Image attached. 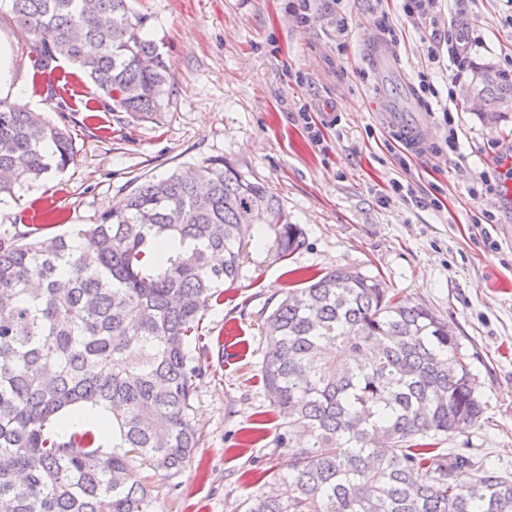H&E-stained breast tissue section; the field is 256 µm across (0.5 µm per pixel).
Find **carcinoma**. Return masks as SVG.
I'll list each match as a JSON object with an SVG mask.
<instances>
[{"label": "carcinoma", "mask_w": 512, "mask_h": 512, "mask_svg": "<svg viewBox=\"0 0 512 512\" xmlns=\"http://www.w3.org/2000/svg\"><path fill=\"white\" fill-rule=\"evenodd\" d=\"M36 71L66 62L111 112L152 123L173 100L170 66L130 0H9ZM478 112L512 103V82L480 73ZM66 122L0 99V196L77 158ZM284 262L305 232L224 158L134 181L77 232L0 237V512H148L133 464L176 478L201 444L191 421L201 360L190 357L213 288L238 282L254 225ZM82 246H74L76 240ZM194 247L154 259L167 241ZM261 362L273 490L246 512H512V475L434 448L487 412L470 356L429 309L380 279L337 269L304 278L264 321ZM112 415L52 429L72 406ZM124 452H118V449Z\"/></svg>", "instance_id": "carcinoma-1"}]
</instances>
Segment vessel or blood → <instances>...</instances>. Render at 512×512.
I'll use <instances>...</instances> for the list:
<instances>
[{"label":"vessel or blood","instance_id":"obj_1","mask_svg":"<svg viewBox=\"0 0 512 512\" xmlns=\"http://www.w3.org/2000/svg\"><path fill=\"white\" fill-rule=\"evenodd\" d=\"M361 44L363 60L371 70L377 87L395 82L406 90L403 101L380 99L378 112L381 121L410 154L429 156L431 127L413 92L408 89V75L393 42L379 32L367 31L361 36Z\"/></svg>","mask_w":512,"mask_h":512}]
</instances>
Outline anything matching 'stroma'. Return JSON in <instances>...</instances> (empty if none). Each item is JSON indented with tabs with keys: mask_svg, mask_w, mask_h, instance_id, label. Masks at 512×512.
Wrapping results in <instances>:
<instances>
[{
	"mask_svg": "<svg viewBox=\"0 0 512 512\" xmlns=\"http://www.w3.org/2000/svg\"><path fill=\"white\" fill-rule=\"evenodd\" d=\"M299 2L133 0L149 18L148 38L172 63L173 104L159 125L105 111L76 79L63 92L34 87L28 47L0 13V42L28 109L66 118L78 133L75 165L0 199V235L24 231L32 213L45 233L71 230L112 209L134 178L215 157L262 180L305 230L288 263L251 248L239 281L219 286L202 311L204 344L188 350L206 352L191 414L203 440L177 478L143 468L154 486L150 512H244L265 491L280 420L260 374L262 324L297 287L299 270L379 276L447 323L471 356L488 410L480 427L442 446L512 472V211L471 191L479 172H495L512 148V110L492 125L464 100L479 68L512 74V0H444L439 29L459 40L461 56H442L435 67L431 30L408 21L405 0H314L305 22ZM340 16L348 21L342 31ZM384 18L409 79L430 72L437 90L421 102L432 125L428 161L409 154L371 106L360 36ZM450 98L449 125L441 107ZM304 111L319 141L310 139ZM451 130L455 153L445 142Z\"/></svg>",
	"mask_w": 512,
	"mask_h": 512,
	"instance_id": "35a3bbf8",
	"label": "stroma"
}]
</instances>
